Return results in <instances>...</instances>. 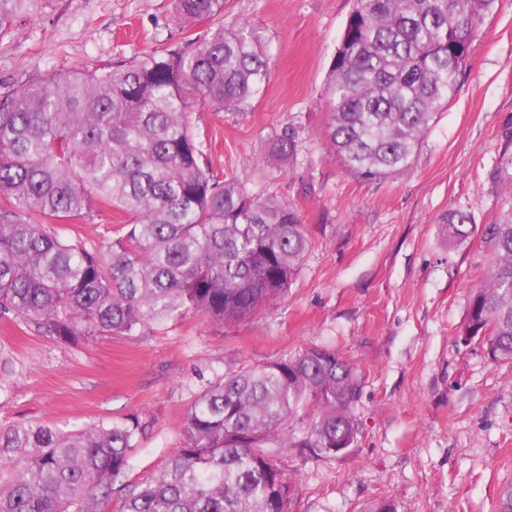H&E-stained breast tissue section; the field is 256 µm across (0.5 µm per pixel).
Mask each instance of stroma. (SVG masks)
<instances>
[{"label":"stroma","mask_w":512,"mask_h":512,"mask_svg":"<svg viewBox=\"0 0 512 512\" xmlns=\"http://www.w3.org/2000/svg\"><path fill=\"white\" fill-rule=\"evenodd\" d=\"M354 0H225L224 19L262 31L271 74L239 111L198 104L190 115L215 174L297 208L310 246L285 295L238 321L174 318L143 334L96 331L62 343L0 317V426L63 430L137 417L144 426L125 472L134 485L185 442L196 393L249 364L327 348L362 377L350 452L294 472L292 512H362L378 497L398 512H499L512 483V363L492 361L458 328L488 265L478 237L450 243L439 220L462 209L473 224L512 209V0H496L458 76L403 173L376 182L349 173L323 134L325 88ZM174 0H46L0 38V93L29 79L95 71L147 51H189L207 24L181 29ZM294 127L295 161H268ZM94 223H60L92 245L123 217L98 204Z\"/></svg>","instance_id":"1"}]
</instances>
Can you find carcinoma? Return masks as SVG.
Wrapping results in <instances>:
<instances>
[{
    "instance_id": "obj_1",
    "label": "carcinoma",
    "mask_w": 512,
    "mask_h": 512,
    "mask_svg": "<svg viewBox=\"0 0 512 512\" xmlns=\"http://www.w3.org/2000/svg\"><path fill=\"white\" fill-rule=\"evenodd\" d=\"M44 2L0 0V35ZM174 3L183 27L224 14V0ZM494 3L355 0L331 65L325 127L348 171L375 182L409 167ZM269 77L262 36L236 21L187 53L69 70L1 94L0 193L14 210L0 212V315L73 342L197 313L237 321L283 296L309 244L298 210L213 174L189 121L194 102L241 109ZM298 151L286 129L271 156L286 162ZM95 200L127 217L106 246L19 216L86 222ZM440 224L450 241L479 233L490 256L460 340L512 362V212L477 227L451 210ZM361 391L357 371L317 347L219 377L186 412L185 446L129 488L119 512H291L293 477L279 449L318 461L353 446ZM141 432L135 417L66 433L1 427L0 512H107Z\"/></svg>"
}]
</instances>
